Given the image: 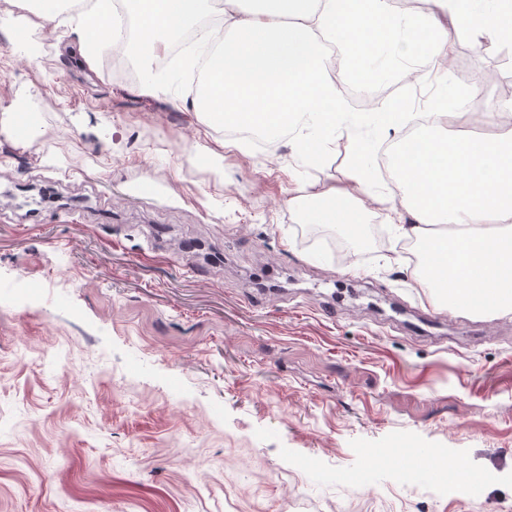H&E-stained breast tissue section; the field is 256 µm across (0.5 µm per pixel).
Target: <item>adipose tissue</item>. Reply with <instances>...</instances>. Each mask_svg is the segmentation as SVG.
Returning a JSON list of instances; mask_svg holds the SVG:
<instances>
[{"label":"adipose tissue","instance_id":"adipose-tissue-1","mask_svg":"<svg viewBox=\"0 0 512 512\" xmlns=\"http://www.w3.org/2000/svg\"><path fill=\"white\" fill-rule=\"evenodd\" d=\"M126 2L140 32L122 48L151 70L141 95H169L171 49L189 41L205 17H218L192 109L208 123L258 132L270 148L292 144L313 167L325 160L314 140L344 128L355 148L343 180L301 184L289 206L313 225L380 217L398 238L420 245L412 285L426 289L437 309L463 311L445 291L453 278L472 292L494 290L487 316L512 320V126L449 136V104H463L474 91L449 83L442 65L461 32L512 48V0H428L425 11L398 9L391 0ZM423 60L435 67L431 110L416 132L396 141V189L375 188L378 137L402 127L407 113L385 102L370 112L348 111L337 85L407 78Z\"/></svg>","mask_w":512,"mask_h":512}]
</instances>
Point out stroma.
<instances>
[{
  "label": "stroma",
  "mask_w": 512,
  "mask_h": 512,
  "mask_svg": "<svg viewBox=\"0 0 512 512\" xmlns=\"http://www.w3.org/2000/svg\"><path fill=\"white\" fill-rule=\"evenodd\" d=\"M76 38L0 25V512L512 506V320L434 318L399 238L339 262L288 206L298 183L341 179L347 132L317 170L262 142L210 157L228 131L140 95V60L126 81L75 65ZM472 78L449 133L488 128L512 49L460 33L448 79ZM25 115L51 142L8 136ZM401 442L483 476L336 484Z\"/></svg>",
  "instance_id": "35a3bbf8"
}]
</instances>
